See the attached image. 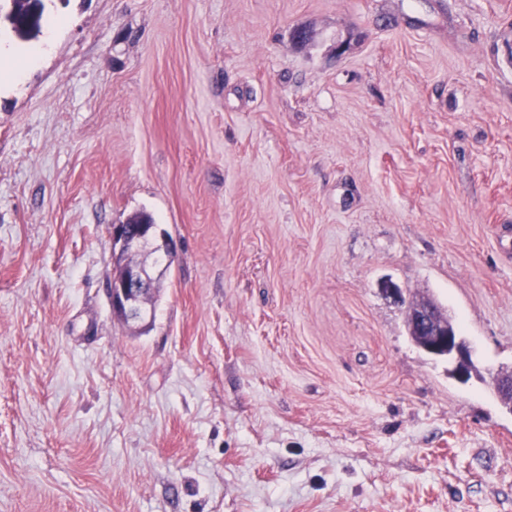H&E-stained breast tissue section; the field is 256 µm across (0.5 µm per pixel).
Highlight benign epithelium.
I'll return each instance as SVG.
<instances>
[{
	"mask_svg": "<svg viewBox=\"0 0 512 512\" xmlns=\"http://www.w3.org/2000/svg\"><path fill=\"white\" fill-rule=\"evenodd\" d=\"M112 246L116 255L122 256L120 268L109 279L107 293L113 313L129 323H143L152 317L151 291L155 279L138 258L150 252H161L172 259L175 250L172 241L162 232L147 224L135 235L127 233V224H114L111 228ZM409 327L413 336L427 338L429 350L447 355L455 362L453 375L466 382L471 369L467 363L472 357L469 344L451 330L453 324L439 318L430 305L413 307L409 311Z\"/></svg>",
	"mask_w": 512,
	"mask_h": 512,
	"instance_id": "7a95c632",
	"label": "benign epithelium"
}]
</instances>
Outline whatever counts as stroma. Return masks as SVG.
Returning a JSON list of instances; mask_svg holds the SVG:
<instances>
[{
    "label": "stroma",
    "instance_id": "stroma-1",
    "mask_svg": "<svg viewBox=\"0 0 512 512\" xmlns=\"http://www.w3.org/2000/svg\"><path fill=\"white\" fill-rule=\"evenodd\" d=\"M44 4L0 0V512H512V0ZM31 0H11L13 6L6 18L14 32L23 39H31L41 31L44 21V4L41 1L40 12L36 15L28 12V3ZM0 86L2 82H10L16 85L19 82L21 75L32 62V56L24 53H13L7 50H2L0 47ZM2 65H4L2 67ZM135 224L127 221L115 224L111 228L112 246L116 257L122 256L120 268L115 270L109 279L107 293L112 305V311L127 323H143L152 317L151 291L155 279L149 274L137 257L150 252H162L170 260L174 258L175 250L165 231L153 230V218L146 212H139L132 217ZM144 228L140 233L131 236L127 233V224L131 234L138 231L140 223ZM167 235V234H166ZM133 258L132 261L130 259ZM408 317L410 333L417 346L423 350L426 336L431 352L438 356L448 354V359L455 362L454 377L461 382L468 381L472 369L466 365L472 357V350L462 337L451 330L454 325L450 320L438 318L430 305L411 308Z\"/></svg>",
    "mask_w": 512,
    "mask_h": 512
}]
</instances>
